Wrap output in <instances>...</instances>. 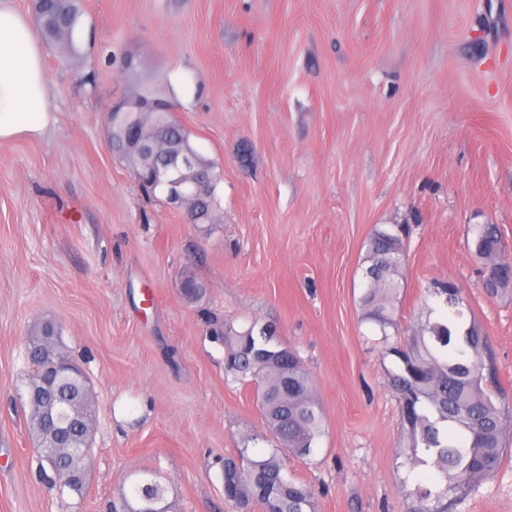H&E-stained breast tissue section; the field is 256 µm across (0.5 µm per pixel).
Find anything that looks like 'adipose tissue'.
Returning <instances> with one entry per match:
<instances>
[{
    "instance_id": "ef3b65f1",
    "label": "adipose tissue",
    "mask_w": 512,
    "mask_h": 512,
    "mask_svg": "<svg viewBox=\"0 0 512 512\" xmlns=\"http://www.w3.org/2000/svg\"><path fill=\"white\" fill-rule=\"evenodd\" d=\"M48 121L38 32L11 0H0V140L41 132Z\"/></svg>"
}]
</instances>
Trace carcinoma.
I'll use <instances>...</instances> for the list:
<instances>
[{
  "instance_id": "obj_1",
  "label": "carcinoma",
  "mask_w": 512,
  "mask_h": 512,
  "mask_svg": "<svg viewBox=\"0 0 512 512\" xmlns=\"http://www.w3.org/2000/svg\"><path fill=\"white\" fill-rule=\"evenodd\" d=\"M84 0H33L34 20L45 40L59 55L77 66L84 52L78 44ZM120 70L133 78V93L126 101H174L163 82L148 80L143 63L133 54L120 58ZM106 138L119 158L132 166L145 189H163L159 181L177 159L192 155L193 166L179 171L185 193V217L191 224H214L220 201L217 188L221 171L190 142L187 129L171 112L107 109ZM484 269L498 279L486 293L495 297L512 292V263L502 258L501 234L494 224H482L474 242ZM405 247L400 235L379 230L370 238L366 253L368 280L363 297V319L382 334L396 326L395 303L401 292ZM435 294L442 298L446 315L412 329L406 343L387 349L396 359L388 384L400 405L409 447V460L430 466L445 484L438 490L418 487L413 512H450L452 501L472 492L492 476L503 461V437L512 425V413L498 399L497 372L489 354L488 338L475 321L465 323L460 288L448 283ZM224 370L243 385L255 387L266 429L280 448L266 457L253 458L248 445L260 439L243 438L238 457L224 462V498L262 512H317L315 493L307 485L282 473V450L304 457L324 430L325 419L312 378L296 351L281 346L270 325L243 331L224 325ZM29 393L42 390L52 396L50 408L57 425L69 430L68 440L56 444L45 428L42 407L29 402L28 428L38 452L39 474L54 485L80 492L85 462L92 445L94 402L88 378L66 353L51 323L34 329L25 344ZM47 361L61 369L50 376ZM165 489L154 479H141L123 495L112 512H141V502L153 499L162 512H171Z\"/></svg>"
}]
</instances>
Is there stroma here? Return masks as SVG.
Instances as JSON below:
<instances>
[{
  "label": "stroma",
  "mask_w": 512,
  "mask_h": 512,
  "mask_svg": "<svg viewBox=\"0 0 512 512\" xmlns=\"http://www.w3.org/2000/svg\"><path fill=\"white\" fill-rule=\"evenodd\" d=\"M83 68L42 56L50 122L0 141V512H109L157 478L173 512H240L224 460L265 421L224 374L209 321L273 325L309 370L325 432L284 473L318 512H412L418 486L385 349L453 281L512 404V295L481 288L476 228L512 262V0H86ZM166 79L190 142L218 166V223H187L113 155L110 55ZM402 231L399 331L361 319L367 243ZM201 282L187 300L180 283ZM53 322L85 373L96 427L82 492L37 473L24 344ZM499 469L452 512H512Z\"/></svg>",
  "instance_id": "35a3bbf8"
}]
</instances>
